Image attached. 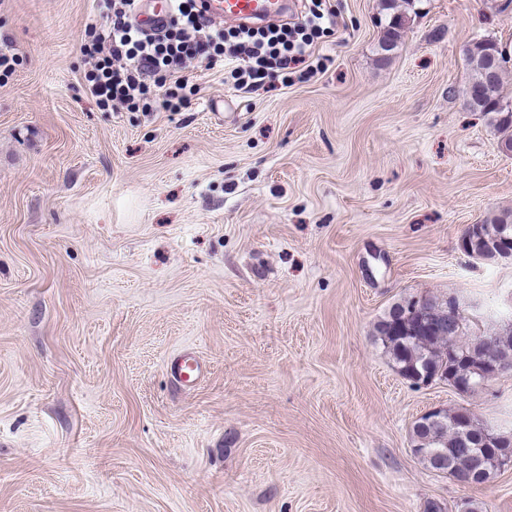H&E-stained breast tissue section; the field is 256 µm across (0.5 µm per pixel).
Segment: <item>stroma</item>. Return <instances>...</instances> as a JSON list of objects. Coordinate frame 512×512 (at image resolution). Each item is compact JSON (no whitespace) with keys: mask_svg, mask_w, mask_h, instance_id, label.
Returning a JSON list of instances; mask_svg holds the SVG:
<instances>
[{"mask_svg":"<svg viewBox=\"0 0 512 512\" xmlns=\"http://www.w3.org/2000/svg\"><path fill=\"white\" fill-rule=\"evenodd\" d=\"M327 62L241 96L194 69L183 112L83 90L94 0H0V512H512L411 452L433 407L512 435V371L413 387L374 325L457 295L512 329V257L466 225L512 211V153L469 110L464 51L512 56V0H332ZM197 353L205 376L167 366ZM383 7L387 11L386 17L388 19L384 27L382 48L385 51H391L394 45L401 40L405 28L406 10L401 9L403 5L397 0H385ZM170 371L175 380L182 384H193L202 373V369L195 356L187 350L170 363Z\"/></svg>","mask_w":512,"mask_h":512,"instance_id":"obj_1","label":"stroma"}]
</instances>
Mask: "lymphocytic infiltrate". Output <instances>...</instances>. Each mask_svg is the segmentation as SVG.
Listing matches in <instances>:
<instances>
[{
	"instance_id": "obj_1",
	"label": "lymphocytic infiltrate",
	"mask_w": 512,
	"mask_h": 512,
	"mask_svg": "<svg viewBox=\"0 0 512 512\" xmlns=\"http://www.w3.org/2000/svg\"><path fill=\"white\" fill-rule=\"evenodd\" d=\"M310 2L297 22L228 29L204 17L197 0H172L170 23L149 33L134 22L139 0H96L104 24L86 28L80 45L85 88L106 112H179L195 62L222 72L225 85L242 93L288 80L293 63L323 67L315 40L334 29L336 11L330 0Z\"/></svg>"
}]
</instances>
